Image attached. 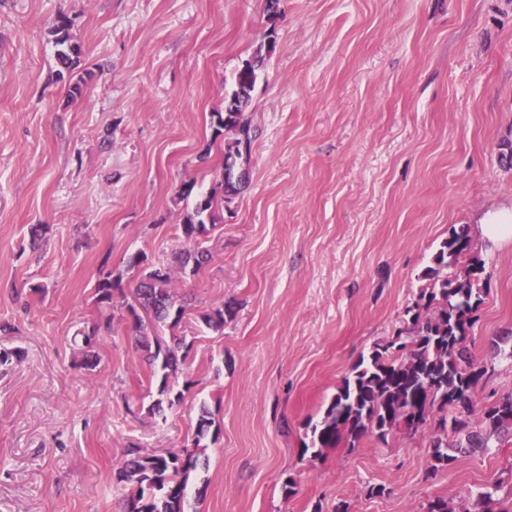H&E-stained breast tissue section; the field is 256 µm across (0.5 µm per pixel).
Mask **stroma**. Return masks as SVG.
Masks as SVG:
<instances>
[{
	"label": "stroma",
	"mask_w": 512,
	"mask_h": 512,
	"mask_svg": "<svg viewBox=\"0 0 512 512\" xmlns=\"http://www.w3.org/2000/svg\"><path fill=\"white\" fill-rule=\"evenodd\" d=\"M0 0V512H122L120 461L190 442L200 406L203 496L188 512H426L512 498V439L431 471L434 423L305 452L361 357L401 326L451 226L512 211V0ZM80 45L71 95L50 30ZM273 39L246 109L249 186L182 272L192 179L224 162L211 123ZM488 288L467 345L475 404L512 391V242L478 244ZM143 253L196 311L231 304L150 413L158 377L131 324L84 363L101 267L132 284ZM293 481V494L284 484ZM384 486L381 496L370 495Z\"/></svg>",
	"instance_id": "1"
}]
</instances>
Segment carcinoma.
Listing matches in <instances>:
<instances>
[{"label": "carcinoma", "mask_w": 512, "mask_h": 512, "mask_svg": "<svg viewBox=\"0 0 512 512\" xmlns=\"http://www.w3.org/2000/svg\"><path fill=\"white\" fill-rule=\"evenodd\" d=\"M68 17L58 16L52 28L57 75L72 72L79 58V46L72 43ZM271 46L264 43L245 60L235 76L236 89L224 100V111L211 115L215 129H223L224 169H236L238 175H224L206 193H194L195 182L182 183L177 197H194L193 208L182 224L185 247L179 256L182 268L196 273L210 259L199 238L205 237L221 219L220 212L238 198L247 184V171L253 133L245 109L257 79V69ZM433 265L422 278L427 281L417 299L406 307L408 320L385 344L377 346L368 357L355 364L351 374L337 388L320 420L310 425V444L305 449L320 453L334 448L341 441L353 446L367 435L385 436L395 428L404 427L416 433L435 414L437 428L451 429L452 441L440 437L432 441V469L451 465L457 454H472L490 447L494 439L512 437V393L500 396L482 411L478 420H470L474 412L473 397L486 374V369L473 364L467 338L477 322L482 302L485 265L474 251L468 228L453 226L448 237L434 254ZM132 267L139 271L133 291L136 304L124 302L127 317L139 333L137 341L149 352L152 362L160 363L158 395L169 393V376L177 374L193 347L184 336L161 342L149 337L139 311L157 322L181 323L191 309L186 298H178L173 290L170 268L154 265L147 258L137 257ZM124 294L121 280L107 272L96 286L97 301L112 306L114 294ZM231 306L200 312L197 319L207 328H224V315H232ZM114 314L81 332L84 347L97 343L101 332L112 330ZM214 424L212 413L202 407L199 413L193 447L165 453L128 448L119 470L123 482L125 512H185L186 490L204 465L200 455L202 441L208 438ZM476 512H512V506L493 498L487 492L475 501Z\"/></svg>", "instance_id": "carcinoma-1"}]
</instances>
